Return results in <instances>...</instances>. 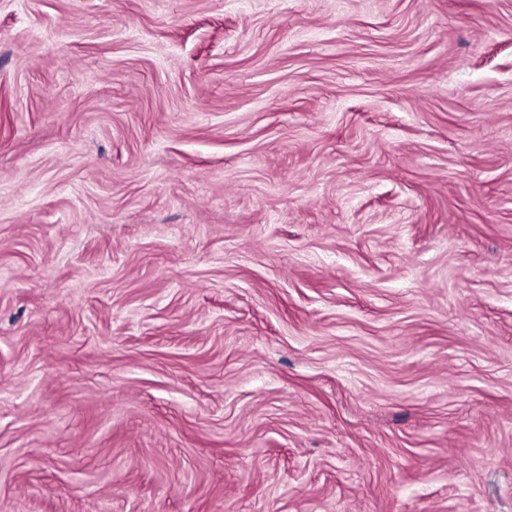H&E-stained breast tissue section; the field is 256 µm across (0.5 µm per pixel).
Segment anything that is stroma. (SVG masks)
<instances>
[{
	"instance_id": "stroma-1",
	"label": "stroma",
	"mask_w": 512,
	"mask_h": 512,
	"mask_svg": "<svg viewBox=\"0 0 512 512\" xmlns=\"http://www.w3.org/2000/svg\"><path fill=\"white\" fill-rule=\"evenodd\" d=\"M0 512H512V0H0Z\"/></svg>"
}]
</instances>
